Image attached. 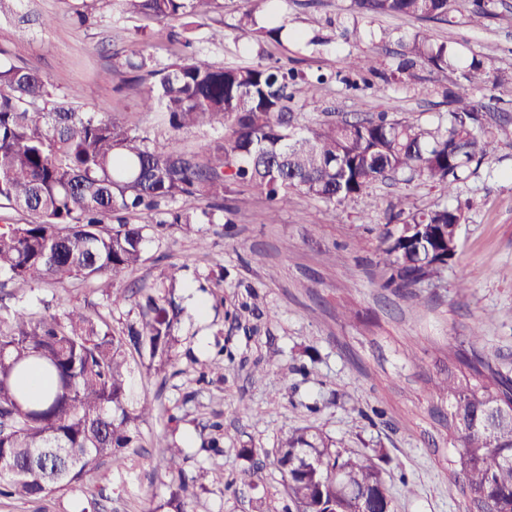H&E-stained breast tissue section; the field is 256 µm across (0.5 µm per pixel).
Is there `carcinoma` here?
I'll return each mask as SVG.
<instances>
[{"label": "carcinoma", "mask_w": 512, "mask_h": 512, "mask_svg": "<svg viewBox=\"0 0 512 512\" xmlns=\"http://www.w3.org/2000/svg\"><path fill=\"white\" fill-rule=\"evenodd\" d=\"M276 0H245L243 21L258 41L281 42ZM455 0H353L368 16H406L452 23ZM122 14L158 23L179 22L168 33L177 48L171 64L149 71L153 82L143 107L161 109L170 126L202 124L225 129L224 140L205 160L151 141L114 118L80 112L54 101L48 80L33 69L0 62V206L27 214L22 224H0V302L14 296L13 281L99 282L112 306L125 304L128 290L116 287L143 262L146 226L131 224L161 204L203 199L213 210L169 209L166 222L190 226L214 222L224 195L243 186L265 193L264 221H275L276 204L300 190L327 204L367 194L376 181L398 175L422 176L448 193L471 166L491 157L504 125L485 123L483 105L472 96L448 94V124L433 130L377 112L290 130L292 104L329 77H307L294 68L256 63L215 66L197 58L187 36L192 19L221 0H112ZM128 73L148 67L140 40L122 48ZM448 43L419 32L402 44L398 69L418 63L448 68ZM343 78L353 91L379 90L364 75L359 57L347 61ZM474 90L496 89L512 79L477 58L463 66ZM470 203L405 211L400 223L379 235L384 287L415 301V288L439 275L457 255L458 224ZM140 320L117 333L104 319L74 307L63 317L38 319L15 311L0 315V497L37 499L85 489L87 476L103 461L124 464L118 454L135 443L136 422L153 408L127 403V352L171 360L176 310L149 296ZM462 371L448 370L433 390L452 400L448 434L457 442L452 473L479 512H512V378L485 357L465 348L454 354ZM44 386L35 396L31 374ZM176 490L167 505L187 512L195 498L194 479L180 463L182 449L165 445ZM382 456L348 450L311 432L294 431L278 449L295 512H394L382 480Z\"/></svg>", "instance_id": "carcinoma-1"}]
</instances>
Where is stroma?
I'll return each instance as SVG.
<instances>
[{
  "instance_id": "35a3bbf8",
  "label": "stroma",
  "mask_w": 512,
  "mask_h": 512,
  "mask_svg": "<svg viewBox=\"0 0 512 512\" xmlns=\"http://www.w3.org/2000/svg\"><path fill=\"white\" fill-rule=\"evenodd\" d=\"M76 0H0V50L5 61L36 69L62 101L126 122L150 139L207 155L224 131L207 124L173 131L165 112L140 105L144 84L130 83L120 51L145 30L148 64L174 60L164 25L120 15L99 0L84 25L74 22ZM457 0L453 24L408 17L357 14L351 0H279L291 37L257 43L242 21L243 0L199 17L192 32L198 54L218 66L297 59L304 72L337 73L348 55L378 71H395L401 45L417 32L449 42L462 58L479 55L512 75V0H496L494 15L473 24ZM53 17L44 28V17ZM357 30V39L346 36ZM464 92L459 67H416L382 84L378 94L341 82L315 85L320 110L296 101L293 124L303 129L350 113L387 112L427 128L448 122L445 90ZM470 200L459 226L454 266L421 288L420 304L383 285L378 236L389 204L429 209ZM230 222L159 225L146 218L144 261L121 287L172 293L181 308L168 362L132 358L128 402L155 405L140 420V448L126 467L105 463L90 483L104 489L105 512H157L169 497L159 440L183 450V467L196 479L193 512H289L291 502L274 462L296 429L310 428L343 447L379 452L396 512H465L467 500L448 462L457 449L438 413L450 408L431 381L453 364L458 348L475 344L512 376V137L455 192L421 178L376 184L368 200L329 205L293 190L275 223L262 218L265 197L251 189L227 195ZM10 306L38 315L45 305L62 313L77 306L108 318L114 330L136 321L128 303L111 307L94 283L78 280L16 286ZM206 302L198 319L190 298ZM223 356L224 369L209 364ZM179 419L167 426L168 415ZM221 421L222 456L202 450ZM262 467L264 480L242 474ZM89 512L81 491L56 492L40 505L0 499V512Z\"/></svg>"
}]
</instances>
